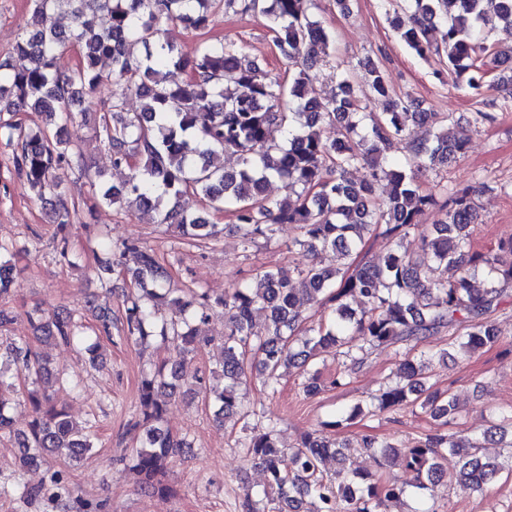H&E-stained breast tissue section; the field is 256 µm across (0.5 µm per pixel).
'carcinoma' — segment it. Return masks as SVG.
<instances>
[{"label":"carcinoma","instance_id":"carcinoma-1","mask_svg":"<svg viewBox=\"0 0 512 512\" xmlns=\"http://www.w3.org/2000/svg\"><path fill=\"white\" fill-rule=\"evenodd\" d=\"M33 10L14 53L28 63L15 67L0 61V113L37 112L53 126L27 128L0 121V133L16 141L14 169L40 201L48 204L58 224L55 257L76 266L82 255L71 250L68 226L74 210L63 192L65 172L84 178L92 199L119 203L132 198L139 209L159 214L160 223L178 230L182 240H219L222 230L211 221L210 210H225L235 218L226 225L244 249L257 239L270 240L280 224H296L300 237L293 241L314 256L332 252L347 260L343 268L316 261L297 272L282 267L260 274V290L240 282L199 302L171 300L169 315L158 313V301L171 282V271L154 250L139 240L113 246L105 234L97 246L112 250L120 272L130 275L136 290L123 300V313L96 316L92 328L72 312L45 315L35 307L26 317L41 341L81 345L91 364L101 357V340H112V330L126 342L157 339L186 354L214 342L197 335L194 323L204 321L215 308L224 311L220 376L224 386L210 388L214 418L219 423L241 414V387L253 366L263 375L269 396L277 392L283 364L305 367L320 354L341 360L329 386L340 387L363 362L365 347L418 345L442 331L448 347L474 353L499 341L490 317L501 304L504 286L512 284V240L497 250H473L472 227L478 221L476 190L464 189L439 201L438 192L415 183L414 170L445 167L464 152L469 129L495 121L492 112L478 110L455 116L413 109V103L394 94L381 63L367 60L361 82L345 70L336 76L335 91L320 101L306 96L311 72L328 56L331 34L304 8L307 0H32ZM380 0V8L400 40L426 59L446 50L448 70L464 83L474 98L482 96L491 75L512 60V52L489 43L490 34L504 24L512 28V0H496L488 13L485 0ZM224 7L235 13L260 15L268 22L273 43L292 64L288 84L266 78L260 67L243 58L233 45L204 44L185 58L164 38L166 26L178 22L192 30L209 26L213 12ZM66 10L67 30L51 22ZM442 25V43L433 31ZM76 48L78 62L66 74L57 59ZM109 56L112 70L98 65ZM185 73L182 84H171L165 70ZM101 112L88 115L84 104L102 87ZM142 100L141 111L125 112L130 94ZM385 102V110L361 111L366 95ZM94 126L101 147L111 153L112 166L130 171L117 188L104 186L99 172L64 136L75 114ZM413 121L432 128L430 137L417 140L407 128ZM336 126V138H324L323 126ZM394 140L405 144L402 161H391L385 147ZM238 157L235 169L224 168V154ZM365 170L352 182L347 173ZM273 179L282 181L297 196L298 204L285 207L265 195ZM389 188L378 198L381 184ZM190 192L209 202L210 209L188 213L176 200ZM438 208L440 217L419 242L410 233L423 212ZM379 232L390 247L380 263L358 260L359 246L368 233ZM20 253L13 242H0V298L9 294ZM453 276H448V271ZM305 288H295V278ZM328 304L331 316L308 324L302 307ZM262 308L267 324L255 328L253 314ZM359 336L362 344L349 345ZM426 362L404 355L398 381L374 398L378 412L419 406L445 425L460 411L453 397L424 389ZM37 383L52 369L26 343L11 342L0 352V437L15 433L14 384L4 380L8 370ZM157 371L142 378L138 388L133 427L142 430L140 446L133 449L128 468L145 491L169 495L168 463L183 448L163 424L167 402L176 384ZM31 420L25 432L16 475L39 467L51 456L71 465L80 463L94 448L93 434L77 427L63 408L37 389L27 395ZM484 439L510 448L507 462L483 460L473 445L456 435L435 433L412 445L396 448L369 437L364 448L381 458L400 459L412 480L385 478L340 466L333 478L324 477L323 460L343 461L340 445L315 434H305L298 446L279 447L276 420L267 418L245 442L253 460L266 473L263 498L278 502L277 512H383L386 503L400 501L415 490L427 495L437 512L439 488L445 485L442 460L459 457L455 479L481 490L501 469L512 471V415L506 423L484 432ZM24 501H43L51 512H90L81 490L54 471L49 484L25 487Z\"/></svg>","mask_w":512,"mask_h":512}]
</instances>
